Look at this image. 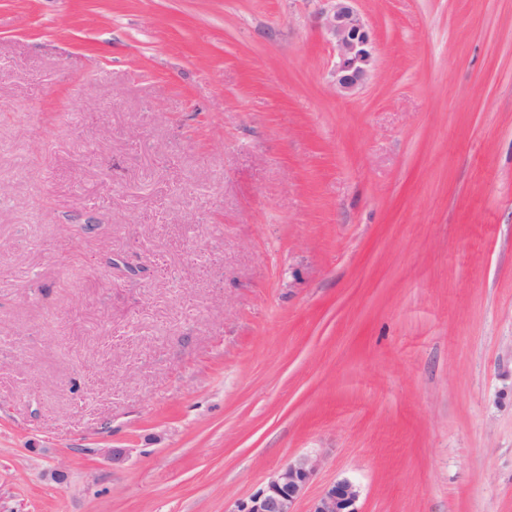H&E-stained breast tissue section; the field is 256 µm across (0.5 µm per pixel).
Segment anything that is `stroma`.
<instances>
[{"mask_svg":"<svg viewBox=\"0 0 512 512\" xmlns=\"http://www.w3.org/2000/svg\"><path fill=\"white\" fill-rule=\"evenodd\" d=\"M320 7L0 0V512H512V0ZM320 1L327 4L319 13L318 23L334 47L336 89L352 95L366 84L373 68V32L355 6L358 0ZM319 465V458L303 455L274 472L253 494L237 499L227 512H299L298 501L305 495ZM358 487L349 479L329 484L309 503L306 512H359Z\"/></svg>","mask_w":512,"mask_h":512,"instance_id":"stroma-1","label":"stroma"}]
</instances>
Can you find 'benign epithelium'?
<instances>
[{"label": "benign epithelium", "mask_w": 512, "mask_h": 512, "mask_svg": "<svg viewBox=\"0 0 512 512\" xmlns=\"http://www.w3.org/2000/svg\"><path fill=\"white\" fill-rule=\"evenodd\" d=\"M327 4L318 23L335 55L333 76L338 92L352 95L367 82L374 64L375 39L364 21L358 0H322ZM319 465V458L303 455L274 472L253 494L236 500L228 512H297ZM358 487L349 479L329 484L309 503L307 512H359Z\"/></svg>", "instance_id": "1"}]
</instances>
